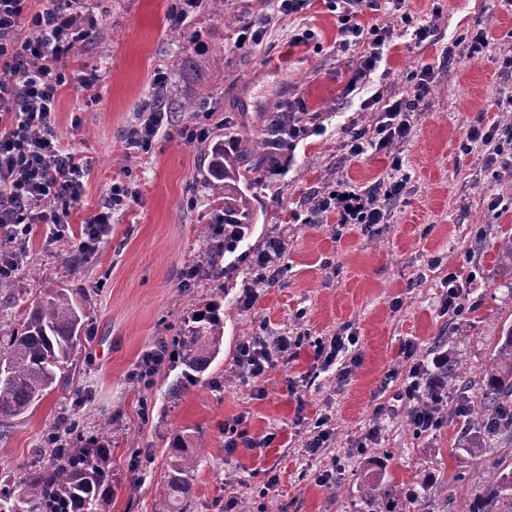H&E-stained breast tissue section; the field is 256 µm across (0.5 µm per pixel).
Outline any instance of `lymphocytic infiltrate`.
I'll return each mask as SVG.
<instances>
[{
	"label": "lymphocytic infiltrate",
	"mask_w": 512,
	"mask_h": 512,
	"mask_svg": "<svg viewBox=\"0 0 512 512\" xmlns=\"http://www.w3.org/2000/svg\"><path fill=\"white\" fill-rule=\"evenodd\" d=\"M330 2L337 12L340 50H348L361 36L370 39L368 54L361 57L348 81L352 90L369 82L382 60L381 49L395 29L359 23V15L375 9L377 0ZM77 5L78 0H53L52 7L36 11L29 0H0V69L13 75L12 80L0 81V229L16 238L27 236L37 224L50 227L54 238L64 237L82 192L86 168L55 135L58 92L68 78L63 64L74 44L85 41L95 27L93 17L78 11ZM415 79L413 100H419L428 94L435 72L423 67ZM413 100L385 99L373 130H349L345 142L349 155H362L370 147L385 150L405 138L411 129ZM402 187V180L396 179L379 193L341 181L334 194L323 197L321 206L335 212L337 223L370 227L385 223L384 201L400 195ZM130 197L125 184L112 183L107 201L85 222L79 243L82 252H93L110 235L114 213ZM286 250L284 239L269 237L254 258L260 275L246 285L243 305H251L258 288L269 284ZM299 346V340L285 334L268 343L246 341L237 349V363L245 379L257 383L277 365L287 363ZM314 354L322 370H334L340 383L348 380L357 364L342 336L318 342ZM401 355L408 369L402 396L410 404L409 417L417 432L436 429L448 392V352L440 347L422 357L416 345L406 344Z\"/></svg>",
	"instance_id": "obj_1"
}]
</instances>
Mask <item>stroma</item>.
I'll use <instances>...</instances> for the list:
<instances>
[{
	"label": "stroma",
	"instance_id": "1",
	"mask_svg": "<svg viewBox=\"0 0 512 512\" xmlns=\"http://www.w3.org/2000/svg\"><path fill=\"white\" fill-rule=\"evenodd\" d=\"M82 9L97 18L100 37L65 67L97 72L98 95L90 97L77 80L64 86L55 132L87 165L83 192L67 250L45 225H34L24 242L28 267L0 286V324L19 327L44 289L63 287L84 308L88 334L66 370L67 385L14 419L0 440V475L19 481L44 463L47 434L67 413L80 418L84 440L108 437L114 494L106 512H153L164 450L188 432L207 450L191 512H240L245 505L251 512H367L363 486L371 479L414 495L413 507L396 498L389 512H460L486 476L479 468L454 482L457 420L415 431L398 397L399 352L407 342L423 355L444 345L449 360L476 375L512 325V268L497 263L502 239L512 237V208L491 206L492 198L512 197V173L467 138L470 127L501 125V105L512 97V74L500 69L512 53V10L499 0H409L414 22L431 26V36L416 44L394 35L384 49L386 80L350 92L363 50L337 51L328 0H306L289 14L277 0H224L218 10L200 0L186 14L177 0H84ZM228 13L240 25L225 27ZM245 22L260 37L243 47ZM480 32L490 49L469 55ZM426 65L436 80L416 104L409 136L390 152L349 157L346 129L371 128L379 119L364 100L377 92L412 97V78ZM160 87L170 123L149 151L130 147L127 131ZM189 99L194 111H179ZM287 110L307 121L310 133L282 150L256 184L259 219L237 253L225 255L229 275L187 279L206 248L214 206L203 184L207 163L184 129L215 135L229 127L257 137L265 116ZM395 156L407 183L385 223L342 226L335 213L313 216L314 197L341 179L362 189L389 180ZM116 181L135 199L114 214L108 239L81 253L82 226ZM271 236L288 244L276 283L243 305L252 258ZM451 273L470 281L460 317L441 311ZM216 300L224 345L198 382L184 383L171 361L143 381V357ZM347 331L357 338L351 351L359 365L338 384L318 373L312 344ZM283 333L300 337L296 358L261 385L245 381L239 343ZM175 383L181 393L168 398ZM319 417L328 418L332 435L311 458L303 445ZM230 427L232 449L224 446ZM325 470L329 481L317 482Z\"/></svg>",
	"mask_w": 512,
	"mask_h": 512
}]
</instances>
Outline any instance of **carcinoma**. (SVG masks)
<instances>
[{"mask_svg": "<svg viewBox=\"0 0 512 512\" xmlns=\"http://www.w3.org/2000/svg\"><path fill=\"white\" fill-rule=\"evenodd\" d=\"M284 113L269 116L261 137L250 139L234 131L200 143L208 160L207 189L219 213L217 225L234 226V235L202 252L195 267L211 278L224 275L221 259L233 253L257 223L258 200L252 188L277 151L288 145ZM85 334L84 312L66 288H51L31 306L21 328L0 331V350L8 358L0 373V431L21 417L61 383L58 373L71 359ZM224 318L215 303L194 314L177 334L176 357L185 375L203 373L219 355ZM448 377L461 383L464 393L465 440L459 450L465 463L489 473L481 496L465 512H512V459L498 454L496 444H512V326L502 336L478 379L459 364L448 363ZM111 449L102 439L94 448H76L67 457L53 450L52 462L29 472L23 488L0 487V512H50L56 492L69 501V512H98L113 495L112 475L103 462ZM167 475L156 488L154 512H188L192 482L206 456L203 443L190 434L176 436L164 451ZM369 512L385 508L379 485L364 490Z\"/></svg>", "mask_w": 512, "mask_h": 512, "instance_id": "obj_1", "label": "carcinoma"}]
</instances>
